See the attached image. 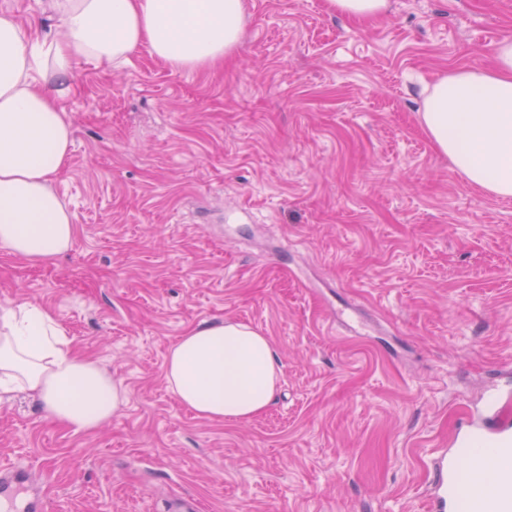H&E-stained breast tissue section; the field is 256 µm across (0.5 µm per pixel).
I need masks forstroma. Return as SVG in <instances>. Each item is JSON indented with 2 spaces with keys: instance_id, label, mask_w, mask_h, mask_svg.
Instances as JSON below:
<instances>
[{
  "instance_id": "stroma-1",
  "label": "stroma",
  "mask_w": 512,
  "mask_h": 512,
  "mask_svg": "<svg viewBox=\"0 0 512 512\" xmlns=\"http://www.w3.org/2000/svg\"><path fill=\"white\" fill-rule=\"evenodd\" d=\"M243 4L224 66H75L53 181L75 246L0 249V305L54 309L125 395L90 433L0 403V464L40 512H425L433 449L512 365V201L464 182L418 112L442 73L490 66L512 0H390L370 22ZM224 320L280 366L247 423L166 384L178 337Z\"/></svg>"
}]
</instances>
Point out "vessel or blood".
I'll use <instances>...</instances> for the list:
<instances>
[{
    "label": "vessel or blood",
    "instance_id": "1",
    "mask_svg": "<svg viewBox=\"0 0 512 512\" xmlns=\"http://www.w3.org/2000/svg\"><path fill=\"white\" fill-rule=\"evenodd\" d=\"M432 474L428 512H512V422L497 402L437 450Z\"/></svg>",
    "mask_w": 512,
    "mask_h": 512
}]
</instances>
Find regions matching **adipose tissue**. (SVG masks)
I'll return each mask as SVG.
<instances>
[{"instance_id":"ef3b65f1","label":"adipose tissue","mask_w":512,"mask_h":512,"mask_svg":"<svg viewBox=\"0 0 512 512\" xmlns=\"http://www.w3.org/2000/svg\"><path fill=\"white\" fill-rule=\"evenodd\" d=\"M52 41L0 14V249L33 263L72 250L77 228L52 187L69 162L72 126L57 103L77 62L121 67L139 48L174 68L236 55L242 0H53ZM487 69L439 76L425 89L422 126L473 187L512 198V39ZM279 366L266 336L234 321L192 327L171 347L169 391L196 416L244 423L264 412ZM24 390L58 424L82 432L123 401L112 378L79 357L57 313L22 301L0 307V395Z\"/></svg>"}]
</instances>
